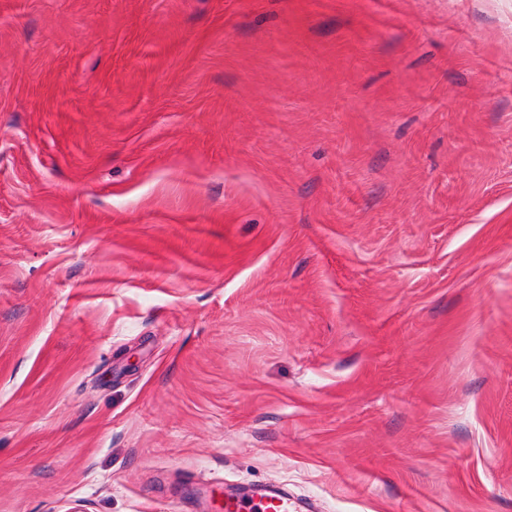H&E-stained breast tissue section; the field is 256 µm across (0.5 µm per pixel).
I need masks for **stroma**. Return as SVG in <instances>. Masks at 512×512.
Here are the masks:
<instances>
[{
  "mask_svg": "<svg viewBox=\"0 0 512 512\" xmlns=\"http://www.w3.org/2000/svg\"><path fill=\"white\" fill-rule=\"evenodd\" d=\"M512 512V0H0V512Z\"/></svg>",
  "mask_w": 512,
  "mask_h": 512,
  "instance_id": "obj_1",
  "label": "stroma"
}]
</instances>
